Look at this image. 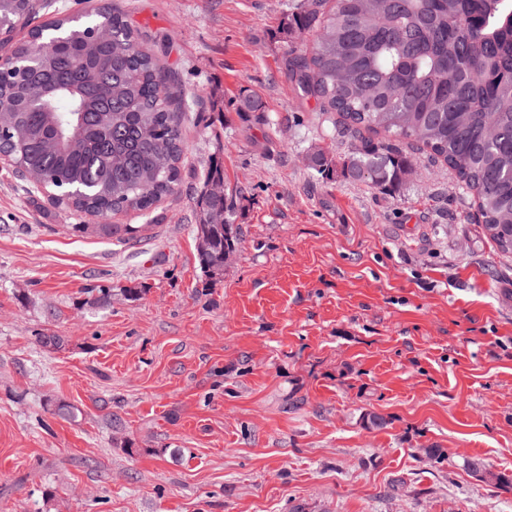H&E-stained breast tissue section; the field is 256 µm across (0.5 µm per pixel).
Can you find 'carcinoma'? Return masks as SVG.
Masks as SVG:
<instances>
[{
	"mask_svg": "<svg viewBox=\"0 0 512 512\" xmlns=\"http://www.w3.org/2000/svg\"><path fill=\"white\" fill-rule=\"evenodd\" d=\"M49 8V0H0V105L13 109L0 148L30 190L66 191L51 198L58 207L147 211L182 182L183 116L171 75L139 45L125 13L101 5L33 24ZM280 34L296 40L288 77L320 111L338 113L336 135L350 139L341 165L315 147L309 168L395 193L412 166L398 143L415 141L454 172L490 240L512 252V0H303ZM147 172L154 180L144 185ZM222 181L224 163L214 158L195 198L196 256L210 280L224 276L239 240L233 195L209 192ZM137 233L127 224L94 231L121 243ZM466 468L512 485V475L478 459Z\"/></svg>",
	"mask_w": 512,
	"mask_h": 512,
	"instance_id": "carcinoma-1",
	"label": "carcinoma"
}]
</instances>
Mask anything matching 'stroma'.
Wrapping results in <instances>:
<instances>
[{"label":"stroma","mask_w":512,"mask_h":512,"mask_svg":"<svg viewBox=\"0 0 512 512\" xmlns=\"http://www.w3.org/2000/svg\"><path fill=\"white\" fill-rule=\"evenodd\" d=\"M111 2L180 95L182 183L108 216L139 228L120 244L72 235L0 160V512H512L465 467L512 473V254L454 175L418 154L389 195L308 167L349 141L288 78L301 0ZM215 154L240 236L211 281L194 197ZM308 166L327 181H333L336 178V161L321 147L311 149L308 154Z\"/></svg>","instance_id":"stroma-1"}]
</instances>
